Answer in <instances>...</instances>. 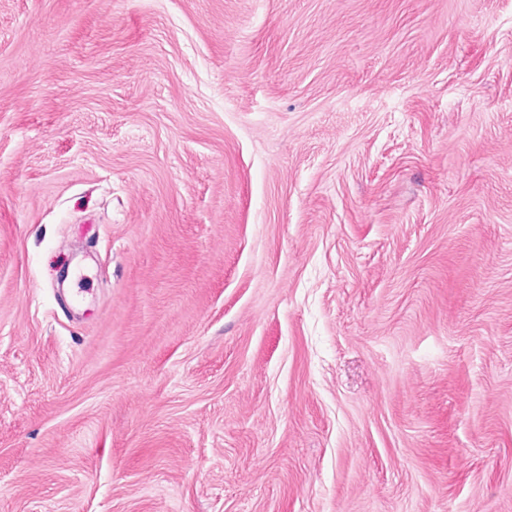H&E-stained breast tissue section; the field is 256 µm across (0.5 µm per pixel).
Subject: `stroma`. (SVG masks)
Masks as SVG:
<instances>
[{
  "mask_svg": "<svg viewBox=\"0 0 512 512\" xmlns=\"http://www.w3.org/2000/svg\"><path fill=\"white\" fill-rule=\"evenodd\" d=\"M0 512H512V0H0Z\"/></svg>",
  "mask_w": 512,
  "mask_h": 512,
  "instance_id": "1",
  "label": "stroma"
}]
</instances>
